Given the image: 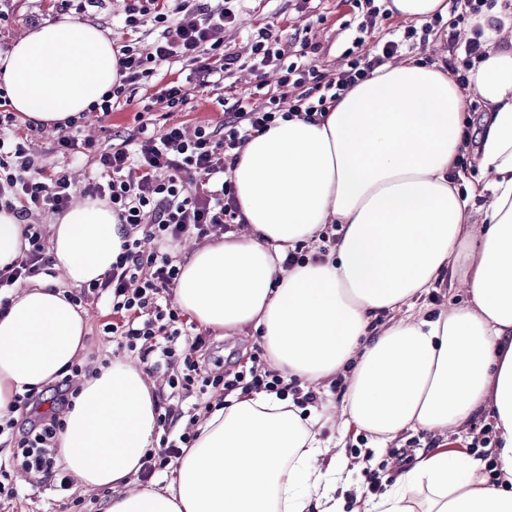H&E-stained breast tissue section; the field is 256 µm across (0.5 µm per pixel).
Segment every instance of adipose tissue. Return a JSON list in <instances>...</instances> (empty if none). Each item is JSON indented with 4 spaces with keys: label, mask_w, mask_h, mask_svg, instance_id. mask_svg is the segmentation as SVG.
I'll use <instances>...</instances> for the list:
<instances>
[{
    "label": "adipose tissue",
    "mask_w": 512,
    "mask_h": 512,
    "mask_svg": "<svg viewBox=\"0 0 512 512\" xmlns=\"http://www.w3.org/2000/svg\"><path fill=\"white\" fill-rule=\"evenodd\" d=\"M478 23L491 41L468 78L488 107L473 150L485 183H454L466 104L444 64L385 65L324 122L281 118L245 146L230 174L247 233L181 245L175 301L192 320L253 329L275 369L314 389L343 376L340 430L380 448L408 431L438 437L367 512H512V4ZM0 65L11 108L48 125L120 79L111 39L67 15ZM328 224L333 252L283 268ZM50 232L59 282L32 281L0 313V418L83 350L87 313L62 287L103 277L124 227L86 199ZM447 277L468 299L431 313L425 297ZM480 419L495 430L494 483L449 446ZM197 430L166 486L140 485L159 444L155 385L115 358L84 381L57 446L76 487L109 491L104 512H343L356 485L359 464L321 439L318 415L276 394L226 398Z\"/></svg>",
    "instance_id": "ef3b65f1"
}]
</instances>
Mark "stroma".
<instances>
[{"label":"stroma","mask_w":512,"mask_h":512,"mask_svg":"<svg viewBox=\"0 0 512 512\" xmlns=\"http://www.w3.org/2000/svg\"><path fill=\"white\" fill-rule=\"evenodd\" d=\"M0 10L10 15L8 22L0 25V44L8 47L30 32L31 19L44 23L57 16L49 0H0ZM346 20L347 10L339 6L338 0H311L303 12L296 11L295 0H243L236 23L224 29V43L241 58H248L252 34L270 23L278 26L281 47L289 54L298 53L305 39L321 43L324 53L320 63L332 70L342 64L341 54L354 35L353 27L347 26ZM255 83L254 75L247 69L234 71L225 76L223 83L207 88L188 83V104L175 112L156 110L152 119L158 126L178 123L190 129L199 125L220 127L225 109L246 97ZM137 128L135 106L121 105L105 118L90 113L82 120L80 135L94 139L93 150L65 155L54 152L57 134L50 127L31 134L30 149L39 162L67 173L75 186L80 187L95 170L94 151L121 143L136 134ZM321 434L326 439L341 438L343 452L350 460L367 462L357 477L356 490L347 494L345 512H364L367 501L386 492L400 471L397 458L390 455L391 450H398L411 459L417 450L437 444L430 434L409 432L394 440L390 449L377 452L371 437L364 431L353 427L343 433L330 421L325 423ZM9 483L25 498L22 512H98L106 497L102 491H85L81 495L82 506L76 508L70 500L60 498L50 484L31 485L29 474L23 471L11 472Z\"/></svg>","instance_id":"1"}]
</instances>
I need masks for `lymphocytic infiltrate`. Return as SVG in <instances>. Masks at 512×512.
Instances as JSON below:
<instances>
[{
    "instance_id": "lymphocytic-infiltrate-1",
    "label": "lymphocytic infiltrate",
    "mask_w": 512,
    "mask_h": 512,
    "mask_svg": "<svg viewBox=\"0 0 512 512\" xmlns=\"http://www.w3.org/2000/svg\"><path fill=\"white\" fill-rule=\"evenodd\" d=\"M241 0H223L211 7L204 0H127L124 30L136 31L144 21L154 22L161 34L149 53L122 45L119 55L121 79L106 91L93 111L109 115L117 99L128 90L148 86L158 66L184 60L189 62L200 86L223 81L239 57L224 46V28L234 23ZM356 24V35L346 50V67L335 71L321 68L315 60L320 44L312 43L307 53L286 59L273 27L260 28L252 40L254 73L278 69V89L263 92L256 105L235 104L224 114L222 129L197 127L186 133L178 125L148 129L140 125L139 140L128 139L97 155V171L83 188H75L62 172H47L31 153L27 134L21 133L8 99L0 87V210L14 215L23 224L26 241L18 260L0 271V313L9 306L7 293L28 280L52 273V258L36 225L34 212L66 210L75 193L92 200L107 201L119 223L125 224V240L111 269L104 277L84 286L73 296L74 304L109 294L112 319L105 322L104 335L118 349L138 352L147 371L164 370L170 392L161 396L157 409L165 431L159 448L145 457L140 472L148 480L192 447L198 416H185L182 399L195 392L207 396L217 392L226 397L233 392L250 395L267 391L292 397L303 407L318 401L313 389L286 382L278 370L260 353H253L248 372L225 371L210 376L207 346L203 337L190 334L187 321L174 301L181 269L168 251L169 245L193 235L204 239L213 232L233 233L246 224L238 205L229 171L246 144L262 134L281 117H301L321 122L327 112L360 81L387 64L404 50L425 49L430 39L444 40L448 46V73L459 91L472 95L467 72L485 53V33L473 27V35L459 41L456 28L481 13L487 0H452L449 17L435 16L431 22L415 26L391 23L392 13L376 0H341ZM157 241L159 248L144 252L142 238ZM93 365H73L46 391L26 390L14 403L22 419L0 422V436L13 444V464L29 472L36 483L51 482L59 495H66L72 478L62 462L57 442L64 429L63 410L72 408L81 391L75 378L93 376ZM190 426L180 427L182 418Z\"/></svg>"
}]
</instances>
